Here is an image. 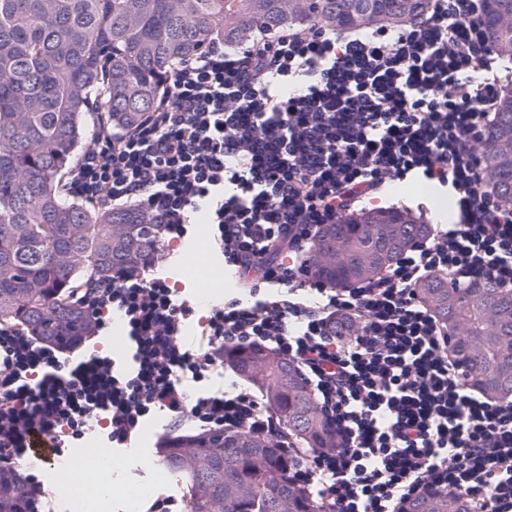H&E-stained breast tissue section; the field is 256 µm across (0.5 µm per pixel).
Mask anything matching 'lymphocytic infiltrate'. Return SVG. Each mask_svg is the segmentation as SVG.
Wrapping results in <instances>:
<instances>
[{
  "label": "lymphocytic infiltrate",
  "mask_w": 512,
  "mask_h": 512,
  "mask_svg": "<svg viewBox=\"0 0 512 512\" xmlns=\"http://www.w3.org/2000/svg\"><path fill=\"white\" fill-rule=\"evenodd\" d=\"M484 11L485 0H422L419 13L360 29L313 22L215 42L165 73L162 100L134 128L100 134L70 171L71 195L139 209L156 242L85 289L67 342L0 325V475L18 472L34 433L61 454L95 420L125 448L163 412L174 434L271 440L325 512H399L428 487L472 512H512V402L463 381L418 292L436 274L512 289V207L486 162L512 70ZM411 177L448 189L459 222L358 286L318 277L322 229ZM200 213L238 293L190 345L193 309L156 271ZM115 313L122 363L86 352ZM247 347L298 367L338 446L301 447L251 388H209ZM188 380L203 387L192 399Z\"/></svg>",
  "instance_id": "lymphocytic-infiltrate-1"
}]
</instances>
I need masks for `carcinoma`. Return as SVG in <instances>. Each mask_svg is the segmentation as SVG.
Instances as JSON below:
<instances>
[{
    "instance_id": "obj_1",
    "label": "carcinoma",
    "mask_w": 512,
    "mask_h": 512,
    "mask_svg": "<svg viewBox=\"0 0 512 512\" xmlns=\"http://www.w3.org/2000/svg\"><path fill=\"white\" fill-rule=\"evenodd\" d=\"M483 19L512 46V0H490ZM417 0H0V324L54 341L79 318L82 292L112 280L154 229L129 207L95 210L72 197L65 176L105 131L134 127L164 93L160 73L201 52L235 21L242 41L307 20L399 17ZM512 202V164L490 165ZM426 224H331L317 274L350 288L390 268ZM420 296L452 339L464 380L491 398L512 397V291L433 277ZM239 375L265 393L288 434L330 448L316 403L297 369L259 349L235 353ZM165 463L188 484L194 512H323L280 477L278 450L245 434L175 441ZM400 512H470L465 497L425 489Z\"/></svg>"
}]
</instances>
